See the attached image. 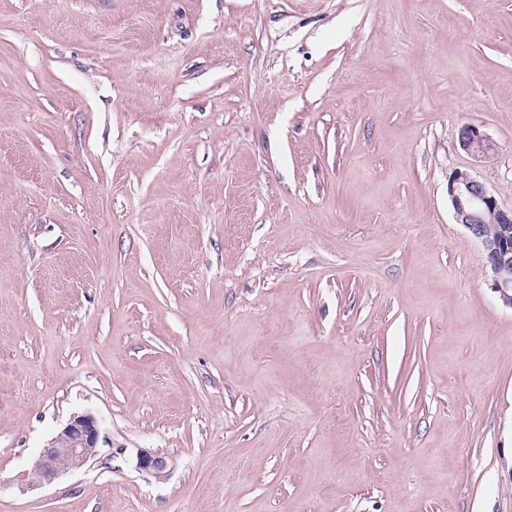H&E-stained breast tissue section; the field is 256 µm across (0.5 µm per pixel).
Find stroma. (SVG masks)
Returning a JSON list of instances; mask_svg holds the SVG:
<instances>
[{
    "mask_svg": "<svg viewBox=\"0 0 512 512\" xmlns=\"http://www.w3.org/2000/svg\"><path fill=\"white\" fill-rule=\"evenodd\" d=\"M457 170L512 207V0H0V512H512ZM457 141L463 151L479 161L489 158L496 148L491 138L473 124H466L460 127ZM99 428L89 414L73 416L51 439L30 472L35 484L50 483L63 471L85 466L98 453Z\"/></svg>",
    "mask_w": 512,
    "mask_h": 512,
    "instance_id": "1",
    "label": "stroma"
}]
</instances>
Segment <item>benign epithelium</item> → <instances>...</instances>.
<instances>
[{"label": "benign epithelium", "instance_id": "benign-epithelium-1", "mask_svg": "<svg viewBox=\"0 0 512 512\" xmlns=\"http://www.w3.org/2000/svg\"><path fill=\"white\" fill-rule=\"evenodd\" d=\"M460 148L476 160H485L496 145L478 126L458 130ZM448 199L455 223L478 242L491 271L490 288L503 305L512 308V207L500 205L482 181L467 170H457L448 179ZM99 428L89 414L73 416L51 439L30 472L35 484L49 483L66 470L85 466L98 453ZM139 469L160 475L167 467L164 456L142 450Z\"/></svg>", "mask_w": 512, "mask_h": 512}]
</instances>
